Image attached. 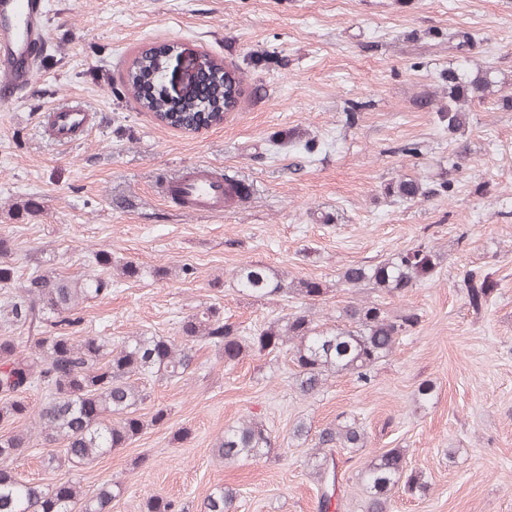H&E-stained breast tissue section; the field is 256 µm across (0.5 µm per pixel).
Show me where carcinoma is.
<instances>
[{
    "label": "carcinoma",
    "mask_w": 512,
    "mask_h": 512,
    "mask_svg": "<svg viewBox=\"0 0 512 512\" xmlns=\"http://www.w3.org/2000/svg\"><path fill=\"white\" fill-rule=\"evenodd\" d=\"M474 35L456 30L448 38L452 48L465 55L473 45ZM160 62L145 52L136 58L132 78L141 71H156ZM214 71H224V80L210 81L204 94L192 92L184 97L170 96L161 89L152 97L140 99L148 112L191 117L202 109L212 112L233 111L240 99L241 80L237 70H225L216 62ZM447 101L424 97V104L437 112L438 122L454 135L465 128L467 107L497 95V106L512 110V92L499 93V79L492 69L476 73L465 60L444 75ZM468 146L457 143L448 158V176L438 180L402 177L384 184L382 195L400 201L425 200L450 188L451 176L466 160ZM10 253L0 239V281L14 277V267L5 261ZM102 269H110L112 255L101 252L95 258ZM440 256L427 245L395 251L371 264L347 267L340 280L350 288H367L389 296L404 293L437 273ZM117 276L131 279L138 270L129 264L116 267ZM236 288L242 294L262 301L275 295L298 296L315 300L327 293L323 282L299 279L288 282L283 274L258 262L239 266L233 273ZM469 306L477 312L484 308L495 289L490 273L470 270L465 276ZM112 279L89 273L72 280L47 272L27 281L19 294L0 303V322L8 326H26L34 335L26 345L13 336H0V421L14 422L32 418L43 440L51 444L66 442L62 455H47V466L65 464L77 467L106 455L138 435L142 419L133 408L147 399L144 381L149 378L180 380L193 371L195 345L210 343L232 364L248 352L272 353L289 346L295 367L297 388L303 396L323 391L330 376L349 374L367 383L375 367L393 354L403 338L420 322L421 314L413 307L388 311L376 301L353 300L340 311L333 324L321 323L306 312L289 315L260 329L252 336H241L224 322L215 308L192 316L182 324L180 340L145 333L126 337L112 345L107 336H73L58 329L75 326L79 319L73 312L89 298L107 293ZM42 386L46 400L33 408L25 399L27 391ZM293 441L312 442L307 466L320 490L319 512H328L338 483L340 451L363 448L367 444L365 427L356 416L341 413L317 431L304 420L289 432ZM273 438L266 425L254 418L240 421L224 430L213 452L226 461L241 458L261 459L270 454ZM31 448L30 437L16 433L0 436V461H17ZM404 448L381 449L363 463L359 472L365 498L363 512H391L392 500L399 489L412 496H424L430 490L425 473L408 467ZM112 487L85 492L79 483L40 485L21 480L12 470L0 468V512H111ZM237 494L218 487L204 499L203 512H234Z\"/></svg>",
    "instance_id": "carcinoma-1"
}]
</instances>
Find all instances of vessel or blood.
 Returning <instances> with one entry per match:
<instances>
[{
	"label": "vessel or blood",
	"instance_id": "b4317fda",
	"mask_svg": "<svg viewBox=\"0 0 512 512\" xmlns=\"http://www.w3.org/2000/svg\"><path fill=\"white\" fill-rule=\"evenodd\" d=\"M48 0H0V104L9 105L29 90L48 53ZM44 134L60 145L86 138L95 128V115L84 101L70 100L41 116ZM232 171L218 164L187 163L156 184L166 202L192 216L223 217L235 210L224 194Z\"/></svg>",
	"mask_w": 512,
	"mask_h": 512
}]
</instances>
